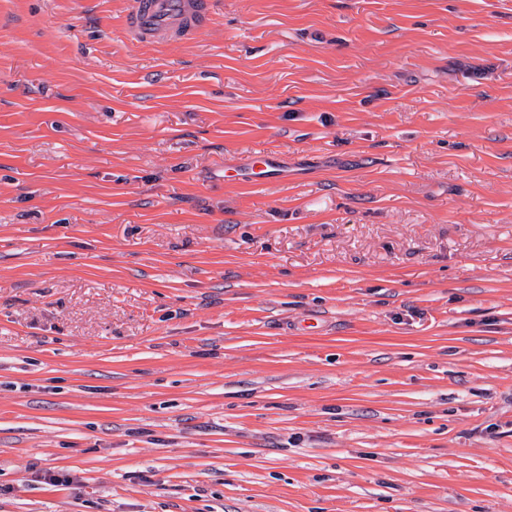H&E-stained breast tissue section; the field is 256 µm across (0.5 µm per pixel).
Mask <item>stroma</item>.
Segmentation results:
<instances>
[{
	"instance_id": "obj_1",
	"label": "stroma",
	"mask_w": 512,
	"mask_h": 512,
	"mask_svg": "<svg viewBox=\"0 0 512 512\" xmlns=\"http://www.w3.org/2000/svg\"><path fill=\"white\" fill-rule=\"evenodd\" d=\"M128 4L0 0V512H512V0ZM133 0L125 17L129 36L139 43L189 40L204 25L216 0Z\"/></svg>"
}]
</instances>
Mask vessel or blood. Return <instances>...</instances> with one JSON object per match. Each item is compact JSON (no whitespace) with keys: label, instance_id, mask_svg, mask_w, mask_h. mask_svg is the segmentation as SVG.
<instances>
[{"label":"vessel or blood","instance_id":"b4317fda","mask_svg":"<svg viewBox=\"0 0 512 512\" xmlns=\"http://www.w3.org/2000/svg\"><path fill=\"white\" fill-rule=\"evenodd\" d=\"M216 0H132L125 17L129 36L140 43L189 40L204 25Z\"/></svg>","mask_w":512,"mask_h":512}]
</instances>
